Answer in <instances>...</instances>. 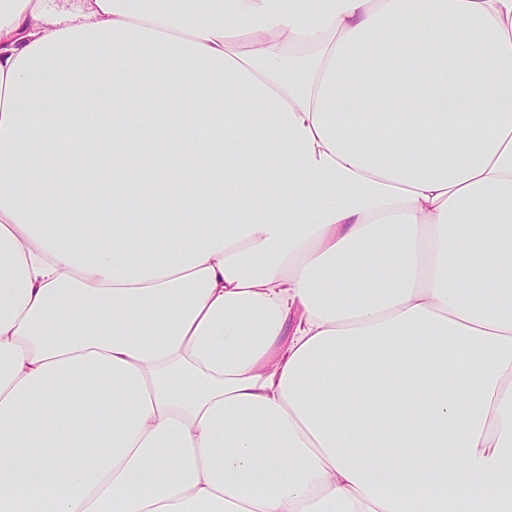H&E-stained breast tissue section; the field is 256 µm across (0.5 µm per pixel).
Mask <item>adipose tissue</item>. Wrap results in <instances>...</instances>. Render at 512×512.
Segmentation results:
<instances>
[{"instance_id":"1","label":"adipose tissue","mask_w":512,"mask_h":512,"mask_svg":"<svg viewBox=\"0 0 512 512\" xmlns=\"http://www.w3.org/2000/svg\"><path fill=\"white\" fill-rule=\"evenodd\" d=\"M0 512H512V0H0Z\"/></svg>"}]
</instances>
